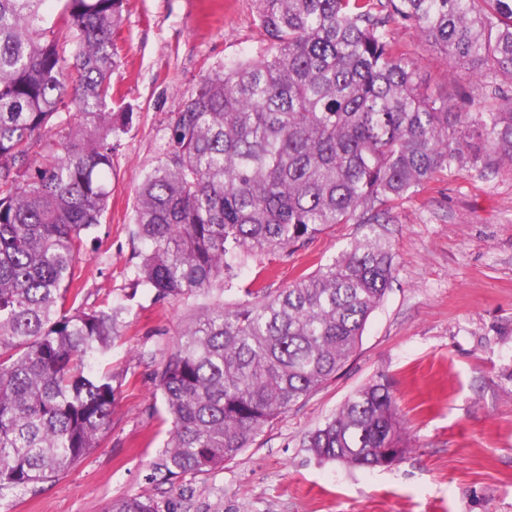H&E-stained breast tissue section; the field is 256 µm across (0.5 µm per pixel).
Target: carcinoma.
<instances>
[{
	"label": "carcinoma",
	"instance_id": "obj_1",
	"mask_svg": "<svg viewBox=\"0 0 512 512\" xmlns=\"http://www.w3.org/2000/svg\"><path fill=\"white\" fill-rule=\"evenodd\" d=\"M264 47L205 77L172 114L139 185L136 284L203 297L154 371L172 480L234 460L336 378L395 280L393 209L465 156L512 168V103L471 111L512 79V0H255ZM409 22L472 83L457 102L396 54ZM124 0H0V497L38 492L104 442L127 373L98 364L128 310L81 302L77 262L102 223L132 113L112 111ZM362 234L275 293L237 270L337 225ZM303 447L321 462L389 467L406 451L398 399L374 379ZM108 512H159L139 496Z\"/></svg>",
	"mask_w": 512,
	"mask_h": 512
}]
</instances>
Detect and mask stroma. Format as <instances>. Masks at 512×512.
<instances>
[{"label": "stroma", "mask_w": 512, "mask_h": 512, "mask_svg": "<svg viewBox=\"0 0 512 512\" xmlns=\"http://www.w3.org/2000/svg\"><path fill=\"white\" fill-rule=\"evenodd\" d=\"M123 17L111 80L133 120L113 158L110 207L77 272L86 307L109 298L129 310L122 343L104 360L129 382L104 445L38 493L1 497L0 512H105L131 495L159 512H512V171L468 161L395 209L396 280L335 380L224 467L167 479L169 425L152 411L153 374L197 302L162 303L133 287L136 189L171 115L210 70L251 57L260 33L254 0H126ZM387 29L429 91L453 99L468 85L410 23L392 18ZM360 233L339 224L273 258L267 284L285 288ZM378 377L399 400L402 459L371 470L319 462L303 446L306 434Z\"/></svg>", "instance_id": "35a3bbf8"}]
</instances>
